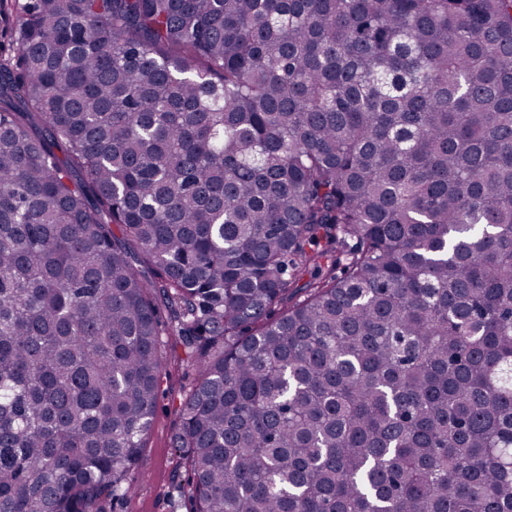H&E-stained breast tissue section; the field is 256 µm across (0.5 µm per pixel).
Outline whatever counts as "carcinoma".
<instances>
[{
	"mask_svg": "<svg viewBox=\"0 0 512 512\" xmlns=\"http://www.w3.org/2000/svg\"><path fill=\"white\" fill-rule=\"evenodd\" d=\"M512 512V0H26L0 41V512ZM194 375L186 363L171 367L163 380V393L145 439L137 473V490L114 503V511L112 499L107 500L103 504L104 512H189L191 505L186 481L182 482V489L174 479L176 471L183 472L184 469L171 438L178 423L179 400L188 392Z\"/></svg>",
	"mask_w": 512,
	"mask_h": 512,
	"instance_id": "obj_1",
	"label": "carcinoma"
}]
</instances>
